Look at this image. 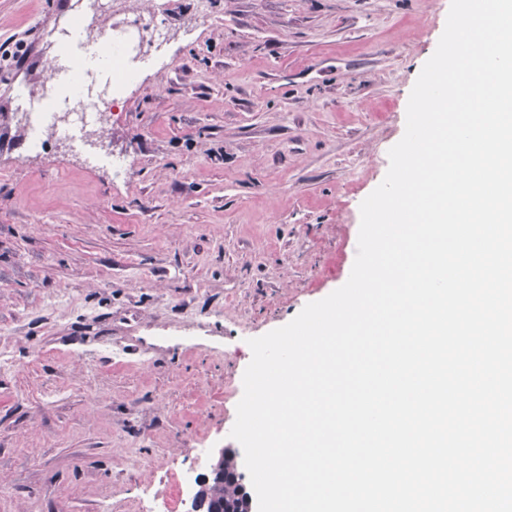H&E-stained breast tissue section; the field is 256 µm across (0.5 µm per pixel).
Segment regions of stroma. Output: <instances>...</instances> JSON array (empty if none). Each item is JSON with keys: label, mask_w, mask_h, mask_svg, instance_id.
<instances>
[{"label": "stroma", "mask_w": 512, "mask_h": 512, "mask_svg": "<svg viewBox=\"0 0 512 512\" xmlns=\"http://www.w3.org/2000/svg\"><path fill=\"white\" fill-rule=\"evenodd\" d=\"M70 2L0 0V512H142L239 450L249 339L348 280L450 0H165L88 134L125 174L25 144Z\"/></svg>", "instance_id": "1"}]
</instances>
